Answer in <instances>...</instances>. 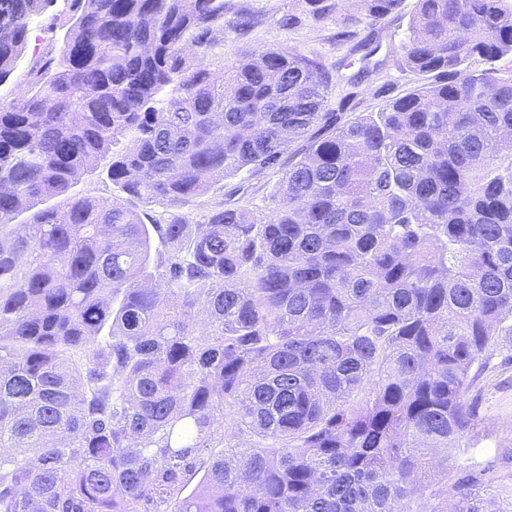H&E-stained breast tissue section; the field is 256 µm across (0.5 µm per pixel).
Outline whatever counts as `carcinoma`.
<instances>
[{
    "label": "carcinoma",
    "mask_w": 512,
    "mask_h": 512,
    "mask_svg": "<svg viewBox=\"0 0 512 512\" xmlns=\"http://www.w3.org/2000/svg\"><path fill=\"white\" fill-rule=\"evenodd\" d=\"M54 2L0 0V85ZM72 3L0 103V512H512L468 457L512 362V0H417L399 62L435 81L346 117L290 50L189 64L224 0ZM99 168L182 205L281 177L194 224L40 208ZM57 16L55 24L51 25V17ZM70 16L69 4L65 0H58L57 3L39 18L38 23L32 25L27 41L16 62L15 71L11 80L0 86L1 98L10 100L17 97L24 91L25 86L32 80L34 73L32 69L40 59L50 56L51 51H58L62 45L64 29L61 25ZM48 54V55H47ZM280 175L279 173L266 171L254 176L243 173L234 178L226 179L197 197L193 203L184 207L182 211L188 217L189 223L194 224L201 220L208 210L218 205L235 202L245 205L247 204L246 201L250 200L256 203L257 206L263 207L265 202L262 200L274 191ZM239 188L238 192L233 193Z\"/></svg>",
    "instance_id": "carcinoma-1"
}]
</instances>
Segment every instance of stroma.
<instances>
[{
	"mask_svg": "<svg viewBox=\"0 0 512 512\" xmlns=\"http://www.w3.org/2000/svg\"><path fill=\"white\" fill-rule=\"evenodd\" d=\"M415 6L416 0H404L400 15L374 21L366 18L360 0H339L332 16L317 21L307 14L305 0H224V20L211 30V47L203 65L216 76L224 65L252 50L289 49L317 59L331 73L332 104H344L349 112L375 110L425 82L424 76L403 69L395 54ZM243 13L250 14L253 21L244 33L235 26ZM69 15L67 0H57L49 15L33 24L11 80L0 86V97H17L32 80L36 63L59 50L64 34L61 24ZM365 42L375 46L372 56H365L361 48ZM355 75L361 78L359 94L350 100L346 94ZM277 180V174L270 171L240 174L197 197L184 212L194 223L218 205L261 203L273 192ZM477 386L484 397L487 435L480 438L472 460L492 464L502 479H511L512 363L504 366L492 360Z\"/></svg>",
	"mask_w": 512,
	"mask_h": 512,
	"instance_id": "stroma-1",
	"label": "stroma"
}]
</instances>
